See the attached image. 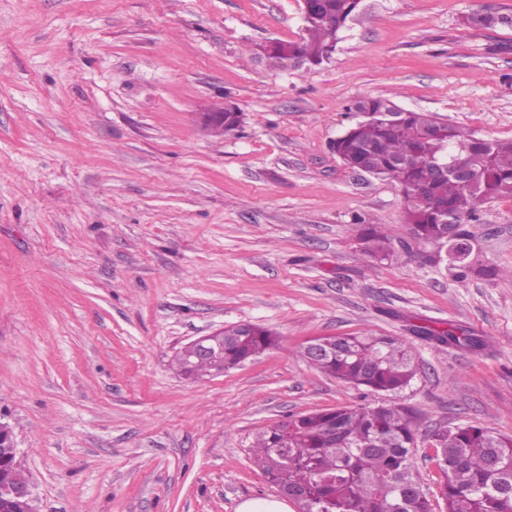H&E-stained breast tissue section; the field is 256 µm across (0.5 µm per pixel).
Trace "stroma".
Returning a JSON list of instances; mask_svg holds the SVG:
<instances>
[{"instance_id": "1", "label": "stroma", "mask_w": 512, "mask_h": 512, "mask_svg": "<svg viewBox=\"0 0 512 512\" xmlns=\"http://www.w3.org/2000/svg\"><path fill=\"white\" fill-rule=\"evenodd\" d=\"M512 0H361L321 65L259 45L302 33L301 0H0V419L38 512H236L279 497L251 462L288 415L406 405L439 494L432 432L512 435V198L466 230L493 278L458 281L415 241L400 185L331 145L370 95L512 139ZM243 114L221 138L201 116ZM370 224L394 235L371 258ZM257 323L277 344L202 378L177 352ZM486 336L439 344L418 328ZM398 336L418 374L377 394L309 367L305 342Z\"/></svg>"}]
</instances>
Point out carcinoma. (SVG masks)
I'll return each mask as SVG.
<instances>
[{
  "label": "carcinoma",
  "instance_id": "carcinoma-1",
  "mask_svg": "<svg viewBox=\"0 0 512 512\" xmlns=\"http://www.w3.org/2000/svg\"><path fill=\"white\" fill-rule=\"evenodd\" d=\"M359 8V0H311L302 10L305 35L282 41L275 51L262 50L271 68L288 70L304 64L317 66L330 57L337 32ZM469 25L512 26V16L476 14ZM394 103L365 97L356 110L364 119L347 128L332 144L333 151L351 169L396 181L407 205V223L415 239L442 244L448 231L442 215L456 220L457 235L468 238L464 225L477 221L481 202L512 197V141L477 138L424 112L406 110L396 123L383 112ZM467 147L478 168L475 187L453 177L432 181L430 163L448 155L457 145ZM374 257L392 254V235L384 225H369L363 233ZM464 280L477 274L496 276L499 269L477 258L454 264ZM439 343H485L464 339L450 331L427 332ZM321 358H312L308 345L298 356L309 366L354 387L375 393H399L417 375L412 349L396 336H324ZM276 345L265 327L249 323L224 328L223 342L208 357H196L187 348L175 356L178 372L203 377L224 373ZM418 424L413 410L403 405L338 407L291 415L260 433L252 445L254 464L286 494H304L301 512H434L422 491L413 460ZM434 460L441 475L443 512H512V435L479 425H455L431 434ZM27 477L23 466H13L10 449L0 447V478Z\"/></svg>",
  "mask_w": 512,
  "mask_h": 512
}]
</instances>
